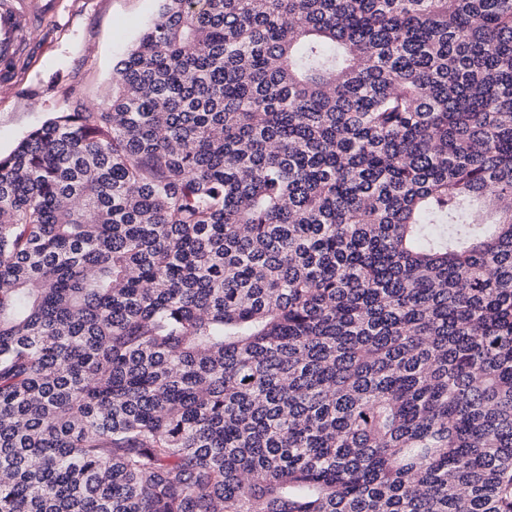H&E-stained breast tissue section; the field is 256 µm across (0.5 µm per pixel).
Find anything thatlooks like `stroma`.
<instances>
[{
    "instance_id": "35a3bbf8",
    "label": "stroma",
    "mask_w": 512,
    "mask_h": 512,
    "mask_svg": "<svg viewBox=\"0 0 512 512\" xmlns=\"http://www.w3.org/2000/svg\"><path fill=\"white\" fill-rule=\"evenodd\" d=\"M158 0H27L30 36L0 63V153L34 126L67 111L73 97L99 102L113 67L156 14Z\"/></svg>"
}]
</instances>
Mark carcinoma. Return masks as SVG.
<instances>
[{"label": "carcinoma", "mask_w": 512, "mask_h": 512, "mask_svg": "<svg viewBox=\"0 0 512 512\" xmlns=\"http://www.w3.org/2000/svg\"><path fill=\"white\" fill-rule=\"evenodd\" d=\"M0 155V512H512V0H159Z\"/></svg>", "instance_id": "1"}]
</instances>
